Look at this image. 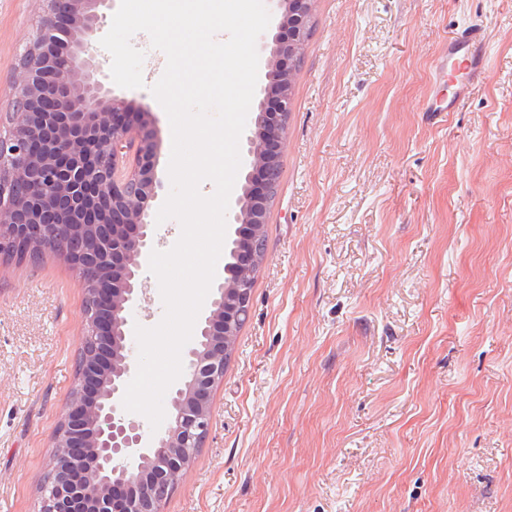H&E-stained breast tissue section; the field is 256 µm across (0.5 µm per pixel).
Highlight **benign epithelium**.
<instances>
[{"label":"benign epithelium","mask_w":512,"mask_h":512,"mask_svg":"<svg viewBox=\"0 0 512 512\" xmlns=\"http://www.w3.org/2000/svg\"><path fill=\"white\" fill-rule=\"evenodd\" d=\"M36 33L12 77L13 102L0 125V265L51 256L84 292L77 381L51 444L38 512H163L206 440L212 393L251 311L252 276L292 106L294 69L310 30L312 0H271L288 36L262 38L274 91L254 109L244 152L248 172L229 202L234 272L215 285L185 351L186 372L169 388V418L146 434L122 400L134 362L131 309L153 248L145 220L159 182L152 113L106 89L93 36L109 0H42Z\"/></svg>","instance_id":"1"}]
</instances>
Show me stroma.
Masks as SVG:
<instances>
[{
  "instance_id": "1",
  "label": "stroma",
  "mask_w": 512,
  "mask_h": 512,
  "mask_svg": "<svg viewBox=\"0 0 512 512\" xmlns=\"http://www.w3.org/2000/svg\"><path fill=\"white\" fill-rule=\"evenodd\" d=\"M42 0H0V114ZM488 68L450 112L435 63ZM154 119L156 218L171 184ZM83 292L0 268V512H35ZM163 512H512V0H314L265 254L211 424ZM484 36L480 29L474 28L462 36L461 45L467 49L463 57L462 65L467 75L471 74L482 66V56L477 49L481 46Z\"/></svg>"
}]
</instances>
